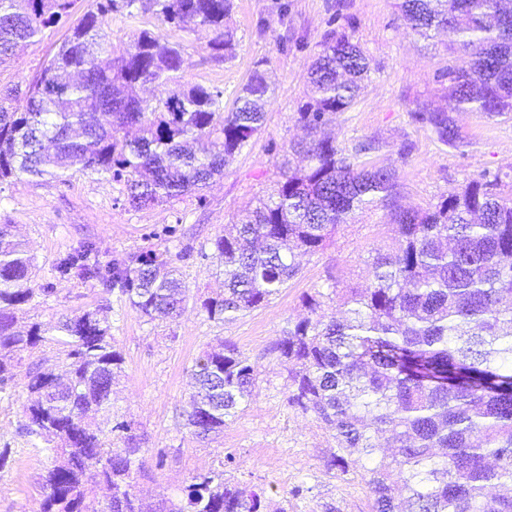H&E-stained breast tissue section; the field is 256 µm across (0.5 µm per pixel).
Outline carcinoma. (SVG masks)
<instances>
[{"label": "carcinoma", "instance_id": "1", "mask_svg": "<svg viewBox=\"0 0 512 512\" xmlns=\"http://www.w3.org/2000/svg\"><path fill=\"white\" fill-rule=\"evenodd\" d=\"M504 0H394L410 33L451 30L467 56L449 69L448 108L421 105L415 121L458 146L454 112L512 117V9ZM75 0H0V67L21 43L65 23ZM231 0H90L44 65L21 85L0 88V184L23 177L61 183L76 172L124 184L136 209L203 191L257 135L272 85L257 64L224 109V91L183 81V44L141 29L119 52L106 40L114 13H149L188 34L206 30L211 58L226 61L234 32ZM370 62L346 35L320 44L310 100L299 110L305 137L285 150L281 179L238 223L217 236L212 258L224 291L205 298L208 318L229 322L268 303L301 271L297 257L324 248L356 211L393 196L395 171L346 156L325 127L347 111ZM481 176L443 195L432 210L394 212L400 247L369 263L365 288L305 299L306 316L278 344L288 370V405L329 431L330 470L360 477L368 512H512V195ZM90 244L67 254L63 277L96 281L150 322L186 310L187 288L166 251L146 250L105 265ZM34 258L0 224V394L20 354L53 347L64 373L29 367L21 434L44 442L53 463L41 512H265L264 492L226 477L227 456L188 474L176 498L152 506L136 491L144 473L141 438L112 414L124 358L112 345L108 309L22 325L23 306L52 293L33 288ZM257 370L218 341L192 369L187 426L200 438L224 431L252 394ZM111 495L94 497L97 486Z\"/></svg>", "mask_w": 512, "mask_h": 512}]
</instances>
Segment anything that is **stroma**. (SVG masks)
<instances>
[{"mask_svg":"<svg viewBox=\"0 0 512 512\" xmlns=\"http://www.w3.org/2000/svg\"><path fill=\"white\" fill-rule=\"evenodd\" d=\"M227 23L235 32V54L216 62L206 34L189 35L148 15L109 19L105 32L116 50L142 28L182 42L186 79L223 89L225 103H232L260 62L271 73L274 91L261 132L206 189L205 204L186 196L138 210L125 203L122 184L88 171L63 183L22 179L0 184V224L15 225L28 242L37 266L34 285L51 291L43 303L27 306L26 319L46 323L98 305L109 307L112 343L125 359L115 407L133 422L146 450L139 489L147 500L176 494L188 472L232 455L237 463L232 478L262 492L267 512H325L331 506L367 512L359 476L325 467L336 447L329 432L289 406L288 370L276 345L289 324L305 316L306 295L365 286L372 256L398 248L394 206L431 209L443 194L485 173L500 176L502 192L512 193V119L456 114L466 141L458 149L415 122L411 113L417 105L444 104L447 81L441 73L462 66L465 54L449 37L427 41L410 34L391 0H233ZM335 31L361 45L372 70L352 107L336 114L331 134L348 154L362 142H375L376 151L361 160L396 169L395 196L357 212L328 245L303 257L300 274L270 303L231 322L212 321L201 307L221 286L214 276L212 241L278 180L284 150L303 134L298 112L307 101L308 70L321 43ZM65 35V28L48 29L39 41L17 49L0 71V86L33 79ZM89 243L104 262L151 248L179 256L188 288L184 315L151 323L118 291L60 277V258ZM220 339L234 343L256 366L257 384L223 434L202 441L186 426L191 370L202 351ZM30 363L22 356L12 397L0 400V448L11 451L8 466L0 470V512H39L50 466L35 438L18 430ZM299 485L305 491L297 496L293 490Z\"/></svg>","mask_w":512,"mask_h":512,"instance_id":"obj_1","label":"stroma"}]
</instances>
